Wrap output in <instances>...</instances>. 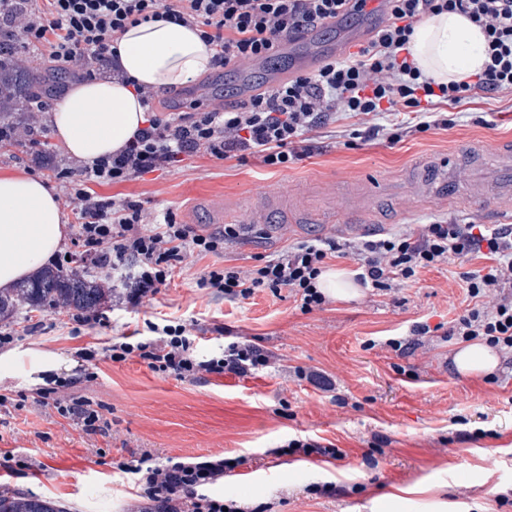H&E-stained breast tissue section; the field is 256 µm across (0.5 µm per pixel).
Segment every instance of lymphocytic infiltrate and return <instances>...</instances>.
Masks as SVG:
<instances>
[{"label": "lymphocytic infiltrate", "instance_id": "obj_1", "mask_svg": "<svg viewBox=\"0 0 512 512\" xmlns=\"http://www.w3.org/2000/svg\"><path fill=\"white\" fill-rule=\"evenodd\" d=\"M366 0H0V29L18 31L25 59L66 68L79 79L94 76L110 64V47L131 24L166 19L198 31L212 50V66L226 69L254 59L278 55L284 39H299L333 18L361 14ZM387 20L357 52L325 61L234 103L196 102L192 111L154 112L156 93L140 89L148 118L120 151L85 164L53 157L50 172L63 195L76 208L75 239L85 259L103 276L127 281L130 305L158 293L177 264L191 255H218L233 225L219 233L202 234L177 222L171 213H147L141 204L103 198L93 183H122L156 171H167L186 157L203 152L217 159L247 161L280 168L308 155L307 135L343 112L365 118L357 138L399 141L404 130L453 126L444 113L471 100L477 92L512 91V0H385ZM457 12L479 26L486 37L487 60L474 80L436 82L423 74L410 51V39L424 18ZM392 123H379L382 115ZM341 250L333 238L312 239L285 253L243 269L213 268L198 287L211 288L226 299L248 298L261 289H290L304 310L321 307L326 297L316 283L328 261ZM485 254V272H467L463 279L473 301L454 320L448 336L481 340L493 348L512 350V227L472 224H426L419 232H397L363 241L358 247V282L379 292L413 280L419 269L447 263L450 258ZM136 357L157 372L181 380L208 374L244 375L268 367L270 358L258 346L230 342L221 355L195 356L186 326H165L160 338L112 344L109 358L124 362ZM68 382L42 389L43 401L58 414L81 421L95 433L104 422L100 411L68 395ZM229 459L174 462L146 471L144 494L155 512H245L205 494L208 485L230 471Z\"/></svg>", "mask_w": 512, "mask_h": 512}]
</instances>
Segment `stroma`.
I'll return each instance as SVG.
<instances>
[{
  "label": "stroma",
  "instance_id": "35a3bbf8",
  "mask_svg": "<svg viewBox=\"0 0 512 512\" xmlns=\"http://www.w3.org/2000/svg\"><path fill=\"white\" fill-rule=\"evenodd\" d=\"M359 126L343 115L328 121L311 132V154L285 168L199 154L164 173L94 185L97 195L172 212L208 232L210 208L247 206L256 184L305 193L324 211L335 189L349 184L358 205L371 207L372 225L348 236L317 224L288 231L240 223L223 254L188 258L138 307H128L119 285L87 325L63 308L0 324L12 333L0 344V395L10 398L0 406V456L13 457L11 469L0 468V490L52 498L72 512H149L126 464L145 456L157 466L237 457L240 466L208 493L252 512H512V352H500L494 372L463 375L453 361L460 342L443 334L468 305L463 273L482 269L485 259L454 258L388 294L363 287L310 312L286 288L230 301L196 284L208 267L249 268L317 236L351 246L328 265L353 273V248L364 238L435 221L512 225L511 205L488 199L462 208L457 187L444 197L412 192L416 180H435L439 163L512 142V94H477L458 106L453 127L395 143L348 146ZM418 322L432 331L415 351L387 347V339H410ZM178 324L195 334L198 356L222 352L226 337L239 336L272 362L246 376L181 381L136 358L110 360L116 338L144 341L155 327ZM85 348L95 350L93 360L81 358ZM46 354L73 380L72 395L109 407L106 433L86 434L39 402L29 373ZM291 439L331 444L340 455L280 453ZM326 482L336 496L315 493Z\"/></svg>",
  "mask_w": 512,
  "mask_h": 512
}]
</instances>
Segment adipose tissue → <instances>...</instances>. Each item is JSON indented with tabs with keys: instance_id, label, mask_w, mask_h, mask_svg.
<instances>
[{
	"instance_id": "obj_1",
	"label": "adipose tissue",
	"mask_w": 512,
	"mask_h": 512,
	"mask_svg": "<svg viewBox=\"0 0 512 512\" xmlns=\"http://www.w3.org/2000/svg\"><path fill=\"white\" fill-rule=\"evenodd\" d=\"M114 45L119 76L70 84L48 118L68 155L88 164L122 149L144 127L139 88L181 87L210 68L197 32L168 21L128 26ZM484 47L478 26L448 12L419 23L410 43L422 71L444 83L481 71ZM65 235L59 196L45 179L0 178V288L52 263Z\"/></svg>"
}]
</instances>
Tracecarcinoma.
Here are the masks:
<instances>
[{"label": "carcinoma", "instance_id": "1", "mask_svg": "<svg viewBox=\"0 0 512 512\" xmlns=\"http://www.w3.org/2000/svg\"><path fill=\"white\" fill-rule=\"evenodd\" d=\"M37 76L17 58L15 40L0 41V122L29 109ZM54 268L14 288L0 289V322L14 318L16 310L66 308L77 312L97 311L112 303V289L102 287L98 277L83 265ZM0 512H68L52 500L0 491Z\"/></svg>", "mask_w": 512, "mask_h": 512}]
</instances>
